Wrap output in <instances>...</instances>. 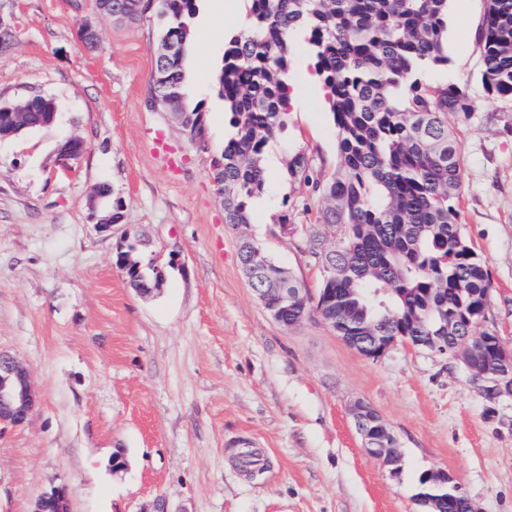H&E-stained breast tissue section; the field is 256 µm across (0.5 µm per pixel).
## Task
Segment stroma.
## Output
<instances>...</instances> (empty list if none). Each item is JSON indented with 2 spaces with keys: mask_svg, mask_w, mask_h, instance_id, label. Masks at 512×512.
Returning a JSON list of instances; mask_svg holds the SVG:
<instances>
[{
  "mask_svg": "<svg viewBox=\"0 0 512 512\" xmlns=\"http://www.w3.org/2000/svg\"><path fill=\"white\" fill-rule=\"evenodd\" d=\"M484 11L485 0H449L448 64L425 77L472 104L457 207L493 285L488 316L512 349V110L487 94L477 43L462 37ZM203 13L189 90L204 136L193 140L148 104L153 18L105 19L96 0H0L15 32L0 52V104L41 94L56 106L50 125L0 142V351L23 363L38 398L24 424H0V512H33L54 485L71 512H420L429 470L453 476L479 512H512V395L488 397L460 361L426 349L399 343L373 360L318 317L284 327L249 288L212 175L232 134L218 88L224 36L240 21L216 0ZM87 21L99 33L91 50ZM72 136L86 149L61 161ZM298 153L327 173L336 163L315 86L269 144L248 227L314 295L320 267L281 231L322 221L321 198L282 177ZM99 185L123 204L109 229L88 209ZM130 244L162 270V288L140 293L116 266ZM359 400L395 436L398 474L364 450L350 415Z\"/></svg>",
  "mask_w": 512,
  "mask_h": 512,
  "instance_id": "stroma-1",
  "label": "stroma"
}]
</instances>
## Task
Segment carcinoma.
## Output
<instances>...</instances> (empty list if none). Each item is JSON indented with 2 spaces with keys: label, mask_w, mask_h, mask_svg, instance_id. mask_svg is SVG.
<instances>
[{
  "label": "carcinoma",
  "mask_w": 512,
  "mask_h": 512,
  "mask_svg": "<svg viewBox=\"0 0 512 512\" xmlns=\"http://www.w3.org/2000/svg\"><path fill=\"white\" fill-rule=\"evenodd\" d=\"M200 0H125L131 19L162 23L161 41L179 54L155 62L152 105L181 112L182 129L204 133L203 114L188 106L186 79L192 21ZM240 27L224 38L218 82L235 133L224 142L213 177L224 184V223L247 236L250 206L267 182L265 154L273 134L288 126V32L307 34L316 68L329 90L337 160L326 176L296 154L284 176L323 197V223L336 242L305 237L313 262L333 267L331 303L323 308L299 292L288 321L310 312L338 336H487L467 316L490 297L492 282L461 230L454 202L463 159L448 116L467 119L472 105L455 84L428 83L423 74L448 64V0H245ZM481 81L496 100L512 104V0H486L477 33ZM120 250L116 265L143 292L162 280L156 269ZM387 288L381 307L373 289ZM436 512H468L450 486L418 485Z\"/></svg>",
  "instance_id": "1"
}]
</instances>
